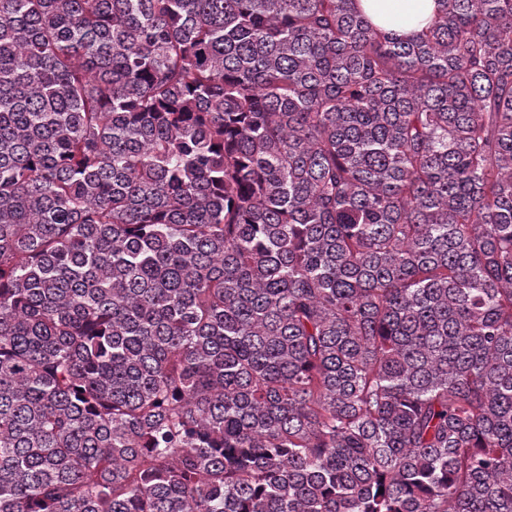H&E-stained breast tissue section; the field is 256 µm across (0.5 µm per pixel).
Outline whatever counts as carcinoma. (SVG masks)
<instances>
[{"label": "carcinoma", "mask_w": 512, "mask_h": 512, "mask_svg": "<svg viewBox=\"0 0 512 512\" xmlns=\"http://www.w3.org/2000/svg\"><path fill=\"white\" fill-rule=\"evenodd\" d=\"M0 0V512H512V0ZM358 2L360 8L375 24L392 30L400 36L418 31L433 16L437 6L435 0H358ZM395 15H407L412 20L405 25H393L391 19Z\"/></svg>", "instance_id": "cac0c4a2"}]
</instances>
